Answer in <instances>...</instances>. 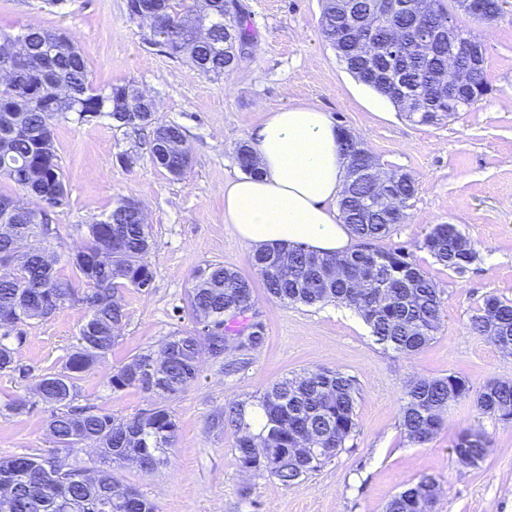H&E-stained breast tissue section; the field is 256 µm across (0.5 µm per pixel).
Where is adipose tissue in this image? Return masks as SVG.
I'll return each mask as SVG.
<instances>
[{"instance_id": "obj_1", "label": "adipose tissue", "mask_w": 512, "mask_h": 512, "mask_svg": "<svg viewBox=\"0 0 512 512\" xmlns=\"http://www.w3.org/2000/svg\"><path fill=\"white\" fill-rule=\"evenodd\" d=\"M260 176L224 185V221L248 246L302 244L342 254L350 230L336 210L348 161L326 112L309 104L270 112L250 134Z\"/></svg>"}]
</instances>
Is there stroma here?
Wrapping results in <instances>:
<instances>
[{"instance_id": "35a3bbf8", "label": "stroma", "mask_w": 512, "mask_h": 512, "mask_svg": "<svg viewBox=\"0 0 512 512\" xmlns=\"http://www.w3.org/2000/svg\"><path fill=\"white\" fill-rule=\"evenodd\" d=\"M253 32L239 66L208 77L147 44L148 29L133 22L127 0H0V32L31 25L71 34L88 62L94 87L132 82L152 95L158 116L186 132L191 156L180 178L155 167L151 131L135 134L106 117L55 126L54 147L68 192L55 210L58 235L47 248L61 278L80 284L67 261L82 246L81 225L104 219L118 200H138L152 231L147 253L151 288L123 292L125 319L112 351L77 382L75 406L130 418L167 404L176 438L164 465L144 471L133 461L113 476L154 500L159 512H385L387 502L424 476L440 485L434 512H512V422L483 415L473 400L449 405L431 441L414 445L399 426L406 386L417 377L456 374L473 389L512 380V356L469 331V320L488 294L512 299V0L496 22L468 17L457 0H442L458 26L472 29L484 46L491 91L473 106L437 125H422L394 105L379 107L376 94L358 82L321 34L322 0H239ZM312 104L336 125L356 133L388 174L405 173L416 184L407 219L375 249L409 251L439 289L443 321L421 352L383 349L352 307L337 302L284 305L255 286V308L266 329L264 345L235 374L224 362L200 358L201 375L179 397H163L109 384L114 368L134 354L159 349L167 336L196 330L188 305L196 269L221 263L253 276L251 248L224 222V183L240 174L237 147L274 110ZM137 155L133 168L118 160ZM437 224L456 225L477 252L455 271L421 247ZM86 310L68 304L49 318L24 326L15 347L19 373L0 376V401L38 399L37 386L66 358ZM338 370L355 379L357 432L346 450L304 482L285 487L242 472L236 435L214 418L237 402H250L276 381L303 371ZM48 414L0 416V457L62 455L80 465L97 456L86 444L57 447ZM465 428L486 432L493 445L476 468L458 465L452 446Z\"/></svg>"}]
</instances>
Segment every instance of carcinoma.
I'll list each match as a JSON object with an SVG mask.
<instances>
[{"label":"carcinoma","mask_w":512,"mask_h":512,"mask_svg":"<svg viewBox=\"0 0 512 512\" xmlns=\"http://www.w3.org/2000/svg\"><path fill=\"white\" fill-rule=\"evenodd\" d=\"M138 8L144 11L142 19L150 29V43L205 76L220 77L233 71L252 39L244 16L224 18V0H128V9ZM349 11L374 28V54L354 50L363 26H348ZM320 25L340 62L380 96L392 100L384 72L392 70L400 75L420 102L409 115L422 124H437L489 91V83L484 81L467 86L453 99L438 98L435 87L448 45L393 53V28L376 24L372 0H326ZM5 58L12 59V68L6 73L0 66V177L26 193L28 210L36 211L46 202L56 208L68 205L54 148V129L61 116L72 115L80 123L92 116H106L116 126L133 130L152 125L153 164L173 177L187 172L179 168V159L170 155L173 146L186 137L184 129L159 121L151 97L131 83L95 88L87 62L68 33L29 27L16 36L14 47L0 45V60ZM237 160L244 172L258 173L248 145L239 146ZM415 192V181L401 177L386 190L395 209L388 211L380 204L369 209L364 201L372 196L371 187L363 182L350 185L348 195L340 200L341 220L351 227L360 245L336 257L346 269L343 279L331 275L330 256L298 244L257 249L249 263L267 294L278 302L308 306L344 303L359 312L377 344L397 353L416 354L441 326L440 292L410 253L365 246L369 240L387 236L394 225L404 221ZM125 205L126 200L121 199L105 219L85 225L83 248L68 257L85 285L107 282L111 296L119 303L123 289L144 291L154 278L144 260L151 247L150 228L127 212ZM5 222L31 246L20 253L13 234L0 231V316L9 319V323L0 324L1 375L16 370L14 349L4 340L13 334L22 341L21 326L51 316L69 302L68 296L75 290L72 282L56 274L55 260L44 247L49 228L21 216L7 221L0 218V225ZM422 248L437 263L453 270L464 269L476 258L471 242L454 224L432 227ZM281 252L288 254V269L269 270L271 254ZM85 306L86 319L75 344L60 370L42 376L39 394L42 405L48 408V426L57 445L74 449L93 441L101 448L100 459L81 467L71 465L69 476L62 477L54 457H0V512H158L153 500L116 480L110 466L137 462L142 457L159 465L161 454L174 443L177 424L172 412L159 406L132 418H117L105 412L71 409L76 381L112 351L125 318L122 309L105 306L97 310L89 302ZM254 306L250 279L220 263L199 269L189 293V307L196 323L202 325V333L178 331L167 338L158 353L133 355L113 370L109 380L112 389L135 388L177 398L199 378L201 352L219 359L225 354L226 338L233 336L237 337L234 350L243 355L264 344L263 323L237 314ZM490 308L495 310L502 332L512 336V300L494 294L486 296L471 316L469 329L495 345L497 337L486 330ZM470 396L469 382L452 374L412 380L399 409L403 434L414 444L427 443L442 427L448 403ZM356 399L355 381L339 371L285 377L251 403L262 417L257 434L246 417V403H236L224 412V425L233 427L237 434V465L250 467L253 474L274 478L284 486L300 484L336 457L354 435ZM475 402L483 414L505 419L512 414V381L488 383L476 393ZM34 406L36 403L24 398H11L0 403V414L29 413ZM306 441L322 452L314 457L286 458L287 449ZM489 447L485 432L467 428L458 433L452 453L483 460ZM438 487L436 479L422 477L395 495L386 512H404V497L414 493L431 501Z\"/></svg>","instance_id":"carcinoma-1"}]
</instances>
